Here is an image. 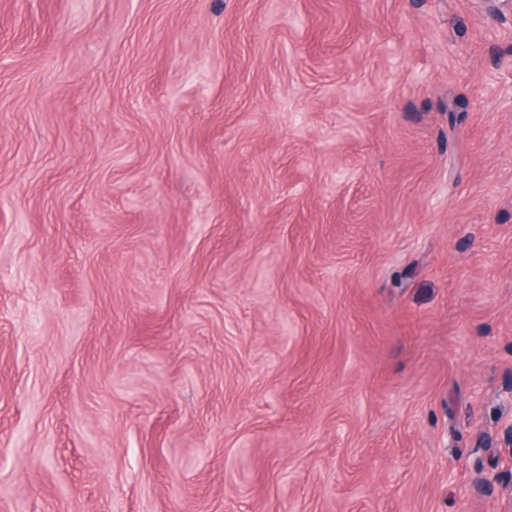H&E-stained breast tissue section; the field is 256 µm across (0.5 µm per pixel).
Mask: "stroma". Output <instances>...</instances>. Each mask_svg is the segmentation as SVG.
Returning <instances> with one entry per match:
<instances>
[{
	"label": "stroma",
	"instance_id": "obj_1",
	"mask_svg": "<svg viewBox=\"0 0 512 512\" xmlns=\"http://www.w3.org/2000/svg\"><path fill=\"white\" fill-rule=\"evenodd\" d=\"M511 422L512 11L0 0L24 512H498Z\"/></svg>",
	"mask_w": 512,
	"mask_h": 512
}]
</instances>
